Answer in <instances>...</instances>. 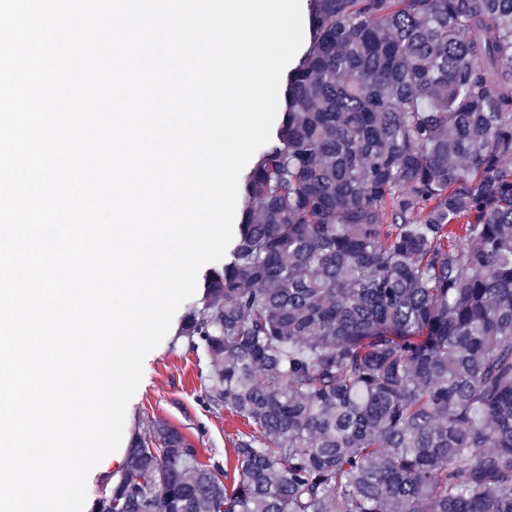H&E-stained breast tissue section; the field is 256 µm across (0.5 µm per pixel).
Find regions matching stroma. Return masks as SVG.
Segmentation results:
<instances>
[{"instance_id":"obj_1","label":"stroma","mask_w":512,"mask_h":512,"mask_svg":"<svg viewBox=\"0 0 512 512\" xmlns=\"http://www.w3.org/2000/svg\"><path fill=\"white\" fill-rule=\"evenodd\" d=\"M210 362L200 352L165 337L143 362V376L129 402L123 438L105 468H93L87 477V498L95 500L108 491L126 469L127 450L135 433L153 424L168 425L201 450L205 463L232 458V440L244 424L224 409L204 403V379Z\"/></svg>"}]
</instances>
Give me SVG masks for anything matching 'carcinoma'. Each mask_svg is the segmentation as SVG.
<instances>
[{
    "instance_id": "1",
    "label": "carcinoma",
    "mask_w": 512,
    "mask_h": 512,
    "mask_svg": "<svg viewBox=\"0 0 512 512\" xmlns=\"http://www.w3.org/2000/svg\"><path fill=\"white\" fill-rule=\"evenodd\" d=\"M176 332L233 468L136 435L92 512H512V0H309Z\"/></svg>"
}]
</instances>
